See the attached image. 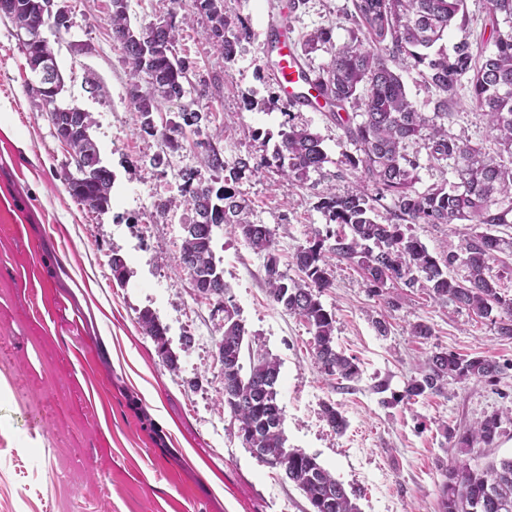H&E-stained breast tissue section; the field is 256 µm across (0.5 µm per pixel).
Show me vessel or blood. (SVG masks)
Wrapping results in <instances>:
<instances>
[{
	"mask_svg": "<svg viewBox=\"0 0 512 512\" xmlns=\"http://www.w3.org/2000/svg\"><path fill=\"white\" fill-rule=\"evenodd\" d=\"M262 54L280 92L292 105L313 112L322 111L324 101L318 82L303 63L287 25L274 20L267 23Z\"/></svg>",
	"mask_w": 512,
	"mask_h": 512,
	"instance_id": "b4317fda",
	"label": "vessel or blood"
}]
</instances>
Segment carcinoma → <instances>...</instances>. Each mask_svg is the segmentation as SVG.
I'll use <instances>...</instances> for the list:
<instances>
[{
  "label": "carcinoma",
  "instance_id": "carcinoma-1",
  "mask_svg": "<svg viewBox=\"0 0 512 512\" xmlns=\"http://www.w3.org/2000/svg\"><path fill=\"white\" fill-rule=\"evenodd\" d=\"M0 0V16L8 19L13 36L22 40V19L12 5ZM168 16L150 26L134 29L128 15V0H112L109 20L112 38L128 69L129 100L138 114L139 130L157 138L164 148L176 152L188 127H197L201 112L191 104L179 106L177 121L164 126L151 124L153 113L165 102L185 97L184 81L192 69L189 60L176 56L179 35L178 10L182 0H171ZM347 20L366 32L336 49L330 62L312 69L326 103L334 108L331 118L344 130L355 148L345 156V164L361 172L363 182L373 183L375 194L358 190L343 197L323 198L321 209L329 221L343 224L349 233L338 234L327 227L315 229L307 245L299 248L293 263L299 278L280 270L273 231L250 219L252 212L237 201L234 184L250 169V161H224V152L211 140L197 142L199 167L178 172L181 197L194 211V219L184 225L180 260L196 294L224 313L218 330L221 351L218 363L224 370V409L238 424V438L245 448H259V464L285 472L286 477L308 501L312 512H359L343 485L317 458L286 446L283 410L275 387L281 363L245 341L247 330L234 305L225 303L227 287L224 271L212 250L213 228L221 225L242 236L246 245L264 256V284L274 302L308 325L314 355L321 373L353 382L359 377L354 359L336 347V320L320 301L321 293L332 286L331 261L337 259L364 270L369 288L378 294L389 281L406 288L420 286L436 301L450 302L482 318H492L499 336L512 339V295L501 292L499 277L491 274L497 255L512 251V237L495 234L496 228L512 224V0H489L488 17L495 33V50L476 55L467 41L454 47V54L428 53L463 7V0H352ZM196 9L212 22L214 45L230 61L236 47L252 37L251 30L237 26L224 15V0H194ZM507 25L501 29V25ZM328 41V32L317 30L301 42L307 56L318 43ZM31 71L37 73L55 62L48 44H19ZM425 67V82L436 95L434 111H419L408 96L395 65L407 60ZM469 87L473 107L487 116L488 127L499 151H484L448 134L456 114L448 111L463 87ZM63 90L38 93L53 133L68 148L71 159L91 163L86 174L69 184L70 196L79 204L92 202L91 209L102 213L111 206L112 172L101 165L96 143L84 123L86 112H51L50 98ZM356 108L342 114L346 106ZM281 140L271 157L264 159L289 187H302L310 173L319 172L327 162L320 136L290 123L280 132ZM423 140L427 161L448 163L455 181L431 186L423 191L419 182L418 155L408 151ZM206 169L209 177L201 175ZM390 199V216L380 221L374 204ZM473 225L459 251L441 257L429 252L412 232L414 224ZM460 264L466 269L462 280L448 276V268ZM145 335L154 343L163 363L178 369L166 337L167 329L157 316L146 310L139 316ZM249 367H244V360ZM502 372L499 364L482 356L435 352L410 379L403 393L384 397L380 403L394 406L418 397L443 395L448 384L469 380L492 383ZM323 418L337 433L347 421L333 404L323 405ZM502 419L492 414L463 430L442 427L445 440L455 442L456 459L440 466V512H512V457L491 460L483 467L469 463L476 445L492 446L503 434Z\"/></svg>",
  "mask_w": 512,
  "mask_h": 512
}]
</instances>
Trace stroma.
<instances>
[{"instance_id":"35a3bbf8","label":"stroma","mask_w":512,"mask_h":512,"mask_svg":"<svg viewBox=\"0 0 512 512\" xmlns=\"http://www.w3.org/2000/svg\"><path fill=\"white\" fill-rule=\"evenodd\" d=\"M287 2L224 0L225 14L253 33L229 63L209 37L206 16L192 14L176 53L193 62L191 83L208 84L196 99L207 118L199 135L170 153L140 132L129 105L109 0H54L70 23L49 36L65 82L59 100L90 115L101 161L114 175L104 213L69 195L60 177L67 148L32 96L37 76L11 24L0 19V113L13 115L9 129H0V512H309L282 472L243 448L224 410L219 319L180 263L183 226L194 213L185 203L165 206L180 195L178 170L197 164L196 138H212L227 162L250 159L258 168L237 190L255 220L274 231L280 268L295 278L293 255L311 229L327 223L323 194L356 189L358 175L343 163L353 147L342 128L329 113L292 106L263 65L261 22L278 17ZM488 7L487 0H464L437 50L452 53L464 40L492 49ZM351 8L352 0H306L292 13L295 41L330 32L305 64L326 65L351 40ZM91 81L98 94L88 93ZM452 109L450 134L496 152L469 89H460ZM289 118L317 133L328 157L301 188L259 165ZM471 231L468 224L414 227L436 255L457 250ZM212 248L249 344L281 362L277 399L288 447L316 456L354 494L359 512H439L437 463L448 458L441 427L499 414L503 435L494 446H476L471 462L512 456V339L498 336L490 319L396 282L374 294L361 269L334 263L333 285L320 300L336 320L338 350L360 368L357 381L337 380L320 373L307 324L269 298L262 257L222 226ZM116 255L128 269L122 283L112 277ZM147 309L168 328L177 370L162 363L140 328ZM382 318L389 324L384 336L374 326ZM417 322L432 327L430 338L411 336ZM438 351L483 356L503 372L494 384L472 380L444 396L381 406L375 384L383 380L402 393ZM326 403L345 416L344 433L323 419Z\"/></svg>"}]
</instances>
